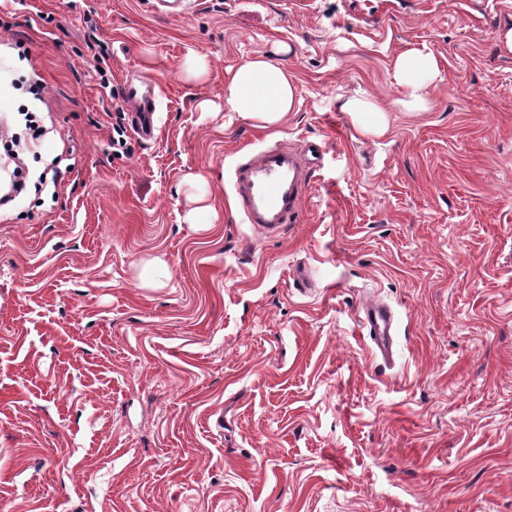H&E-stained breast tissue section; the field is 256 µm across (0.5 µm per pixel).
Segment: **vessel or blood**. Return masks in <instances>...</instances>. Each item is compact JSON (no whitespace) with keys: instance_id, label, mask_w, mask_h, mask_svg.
<instances>
[{"instance_id":"vessel-or-blood-1","label":"vessel or blood","mask_w":512,"mask_h":512,"mask_svg":"<svg viewBox=\"0 0 512 512\" xmlns=\"http://www.w3.org/2000/svg\"><path fill=\"white\" fill-rule=\"evenodd\" d=\"M152 81L141 78L125 89L131 105V126L141 139L155 136V100ZM322 156V145L305 142L300 148L273 147L244 158L234 170L233 198L245 223L268 236L280 235L286 224L302 210L308 190L307 173ZM393 314L378 303L362 307V325L374 344L375 352L390 359Z\"/></svg>"}]
</instances>
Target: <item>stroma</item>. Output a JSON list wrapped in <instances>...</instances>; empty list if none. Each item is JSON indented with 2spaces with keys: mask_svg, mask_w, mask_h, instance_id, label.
Listing matches in <instances>:
<instances>
[{
  "mask_svg": "<svg viewBox=\"0 0 512 512\" xmlns=\"http://www.w3.org/2000/svg\"><path fill=\"white\" fill-rule=\"evenodd\" d=\"M506 27L512 0H0L43 181L0 207V512H512ZM411 46L443 68L417 117L392 108ZM259 54L299 88L274 133L222 110ZM140 75L149 141L113 109ZM354 95L390 108L385 136ZM306 140L300 222L258 234L235 164ZM155 257L170 279L142 286ZM366 300L395 314L393 363ZM341 109L348 112L357 128L366 134L381 136L389 129L388 110L373 98H348ZM362 325L374 344L375 352L384 360H390L392 348L393 313L378 303L362 307Z\"/></svg>",
  "mask_w": 512,
  "mask_h": 512,
  "instance_id": "1",
  "label": "stroma"
}]
</instances>
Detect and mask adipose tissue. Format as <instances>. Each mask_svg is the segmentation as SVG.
<instances>
[{"instance_id":"1","label":"adipose tissue","mask_w":512,"mask_h":512,"mask_svg":"<svg viewBox=\"0 0 512 512\" xmlns=\"http://www.w3.org/2000/svg\"><path fill=\"white\" fill-rule=\"evenodd\" d=\"M440 73V63L432 53L416 47L401 52L393 64L394 80L401 91L400 109L410 115L427 110L429 91ZM297 97V84L287 68L264 56L247 59L224 74L225 111L261 129L278 126L295 110ZM341 109L364 133L381 136L389 129L388 111L375 99L351 97Z\"/></svg>"}]
</instances>
